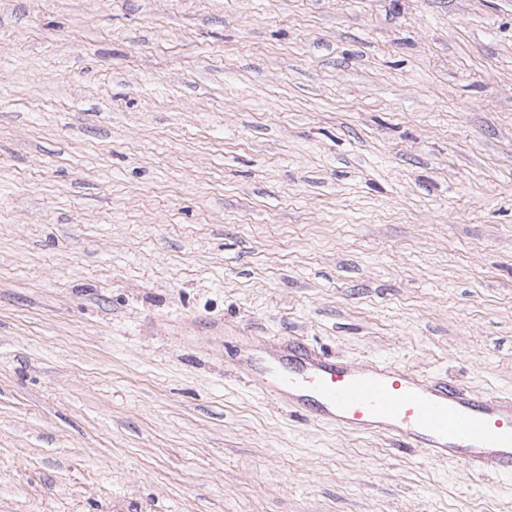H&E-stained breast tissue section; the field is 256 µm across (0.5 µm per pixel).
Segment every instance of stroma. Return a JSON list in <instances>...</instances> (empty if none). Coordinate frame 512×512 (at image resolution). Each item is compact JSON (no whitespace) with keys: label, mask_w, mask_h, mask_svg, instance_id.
<instances>
[{"label":"stroma","mask_w":512,"mask_h":512,"mask_svg":"<svg viewBox=\"0 0 512 512\" xmlns=\"http://www.w3.org/2000/svg\"><path fill=\"white\" fill-rule=\"evenodd\" d=\"M292 337L512 394V0H0V512H512Z\"/></svg>","instance_id":"stroma-1"}]
</instances>
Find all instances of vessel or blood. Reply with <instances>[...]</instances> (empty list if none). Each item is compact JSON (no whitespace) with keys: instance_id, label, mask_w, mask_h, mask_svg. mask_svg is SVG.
Masks as SVG:
<instances>
[{"instance_id":"b4317fda","label":"vessel or blood","mask_w":512,"mask_h":512,"mask_svg":"<svg viewBox=\"0 0 512 512\" xmlns=\"http://www.w3.org/2000/svg\"><path fill=\"white\" fill-rule=\"evenodd\" d=\"M295 369L257 368L263 394L350 433L385 435L474 478H512V394L477 392L389 362L339 361L293 339Z\"/></svg>"}]
</instances>
